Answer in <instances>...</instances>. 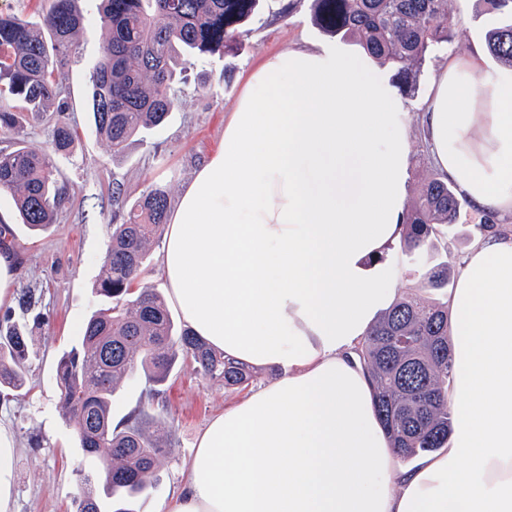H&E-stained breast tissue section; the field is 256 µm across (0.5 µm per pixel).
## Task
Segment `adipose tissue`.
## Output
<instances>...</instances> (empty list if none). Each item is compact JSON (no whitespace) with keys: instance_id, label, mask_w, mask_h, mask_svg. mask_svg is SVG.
Listing matches in <instances>:
<instances>
[{"instance_id":"obj_1","label":"adipose tissue","mask_w":512,"mask_h":512,"mask_svg":"<svg viewBox=\"0 0 512 512\" xmlns=\"http://www.w3.org/2000/svg\"><path fill=\"white\" fill-rule=\"evenodd\" d=\"M477 215L512 218V71L449 57L410 118L370 57L301 42L247 73L170 211L159 267L186 327L280 374L213 417L164 512H512V235L477 236L448 296L447 448L402 466L350 357L398 278L410 129Z\"/></svg>"}]
</instances>
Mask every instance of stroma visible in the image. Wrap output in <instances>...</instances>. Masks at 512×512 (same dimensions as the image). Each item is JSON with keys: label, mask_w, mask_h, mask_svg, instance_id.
<instances>
[{"label": "stroma", "mask_w": 512, "mask_h": 512, "mask_svg": "<svg viewBox=\"0 0 512 512\" xmlns=\"http://www.w3.org/2000/svg\"><path fill=\"white\" fill-rule=\"evenodd\" d=\"M448 12L457 22L454 40L448 52L424 65L417 93L403 100L409 113L426 101L447 53H465L471 42L484 41L491 27L478 0H449ZM326 37L312 21L311 0H262L239 44L205 67L187 68L181 75L179 108L116 159L88 112L89 66L100 53L102 36L93 29L78 34L65 68L67 118L76 140L72 153L58 161L63 201L55 223L32 233L18 221L10 194L0 192V225L13 234L14 289L32 288L41 295L40 323L29 334L26 386L21 395L0 400V426L18 448L12 470L16 512H75L80 480L91 468L62 417L56 364L62 351L77 345L82 323L99 303L93 285L112 232L113 183L123 184L131 200L153 184L178 197L221 141L224 114L239 96L247 71L290 43ZM248 392L245 386L205 379L192 361L176 365L154 407L160 421L147 429L162 448L158 479L138 501L137 512H162L203 428Z\"/></svg>", "instance_id": "1"}]
</instances>
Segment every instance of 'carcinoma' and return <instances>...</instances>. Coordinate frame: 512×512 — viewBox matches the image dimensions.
<instances>
[{"instance_id": "cac0c4a2", "label": "carcinoma", "mask_w": 512, "mask_h": 512, "mask_svg": "<svg viewBox=\"0 0 512 512\" xmlns=\"http://www.w3.org/2000/svg\"><path fill=\"white\" fill-rule=\"evenodd\" d=\"M79 2L51 0L36 20L0 13V86L20 103L16 110L0 102V130L14 136V147L0 151V190L11 194L20 220L32 231L53 224L60 206L57 161L75 143L65 116L62 69L80 30L104 32L100 55L90 67L91 111L97 133L117 158L178 107L177 66L203 65L224 54L240 41L242 23L260 6V0H96V12L88 16ZM481 2L494 19L486 33L488 50L512 67V0ZM312 18L326 33L354 38L393 71L407 97L418 91L430 55L448 48L455 27L448 0H312ZM23 112L52 122L48 148L26 144ZM112 197L121 212L112 225L102 279L94 287L100 304L83 324L79 346L64 353L56 367L64 419L94 462L81 480L76 512H132L131 498L157 481L162 448L143 428L147 410L139 409L122 428L113 425L112 396L121 382L143 371L154 399L181 358L227 387L254 377L253 367L177 327L158 293L134 288L147 245L164 235L167 190L155 184L127 203L117 183ZM460 210L447 179L433 175L422 182L405 211L400 239L420 287L397 299L355 348L371 375L375 412L403 462L448 447L452 320L448 303L424 292L448 288V261L440 257L437 242L443 226L457 223ZM37 304L35 293L27 290L17 309L0 315V388L19 392L25 387L28 336L14 317L29 314Z\"/></svg>"}]
</instances>
